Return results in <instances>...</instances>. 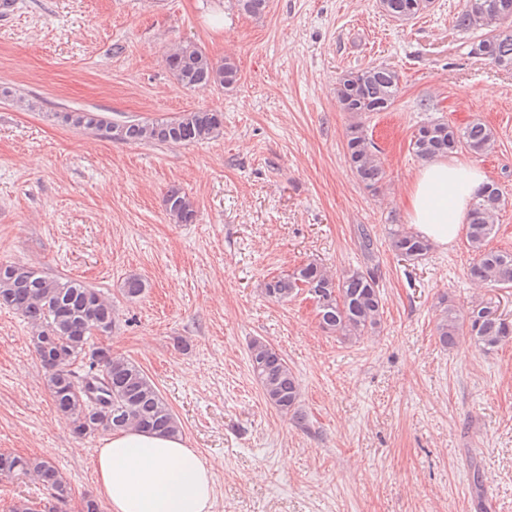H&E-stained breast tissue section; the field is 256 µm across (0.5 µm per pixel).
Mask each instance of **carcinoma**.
<instances>
[{"mask_svg":"<svg viewBox=\"0 0 512 512\" xmlns=\"http://www.w3.org/2000/svg\"><path fill=\"white\" fill-rule=\"evenodd\" d=\"M243 14L259 17L267 0H235ZM427 0H379L389 17L405 22L431 9ZM454 28L473 35L469 48L487 43L488 60L498 69L512 71V0H463L454 17ZM168 66L184 89L218 87L232 90L241 76L230 58L214 61L193 43L175 47ZM400 93V75L388 65H371L345 73L336 94L344 110L358 116L383 112L394 105ZM65 123L125 144H191L219 136L224 128L222 113L197 109L168 119L112 122L93 112H65ZM494 130L476 118L464 126L431 118L413 132L409 150L422 160L466 151L474 155L491 152ZM346 156L358 181L375 190L385 178V169L367 129L361 121L346 132ZM499 186L485 184L472 198L466 238L476 259L469 269L475 282L489 287L512 285V252L488 247L495 232L496 212L501 203ZM166 214L175 224L196 219L189 195L177 187L164 197ZM388 247L402 261L418 263L431 251L430 242L402 226L389 232ZM146 288L136 274L123 281L120 292L128 300L139 298ZM307 289L317 309L321 329L344 339H359L381 326L383 303L373 268L329 273L315 261L277 276L264 285L265 295L285 301ZM0 305L28 320L36 351L49 370L48 390L59 413L70 421L73 432L85 437L94 432L127 431L175 434L181 425L154 383L139 365L94 344L96 336H107L115 326L112 302L81 282L47 277L31 266L0 265ZM468 334L485 351L512 340V321L496 312L491 303H479L463 313L451 305L438 314L436 335L446 348ZM249 365L262 394L271 406L302 427L306 424L300 402L297 375L271 343L255 338L248 347ZM16 473L33 476L63 500L68 489L57 469L47 460L0 453V479Z\"/></svg>","mask_w":512,"mask_h":512,"instance_id":"carcinoma-1","label":"carcinoma"}]
</instances>
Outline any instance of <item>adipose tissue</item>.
Segmentation results:
<instances>
[{
	"instance_id": "adipose-tissue-1",
	"label": "adipose tissue",
	"mask_w": 512,
	"mask_h": 512,
	"mask_svg": "<svg viewBox=\"0 0 512 512\" xmlns=\"http://www.w3.org/2000/svg\"><path fill=\"white\" fill-rule=\"evenodd\" d=\"M485 181L476 166L427 161L408 194L409 223L436 246L454 244ZM94 472L109 512H210L212 506L215 473L178 436L109 433L96 451Z\"/></svg>"
}]
</instances>
